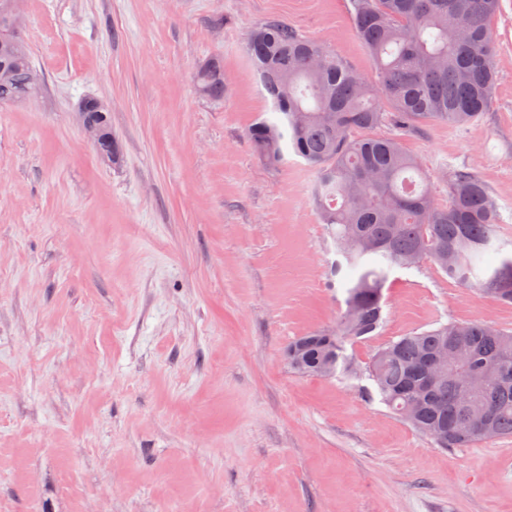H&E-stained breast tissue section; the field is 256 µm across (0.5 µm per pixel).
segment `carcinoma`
<instances>
[{"label":"carcinoma","mask_w":512,"mask_h":512,"mask_svg":"<svg viewBox=\"0 0 512 512\" xmlns=\"http://www.w3.org/2000/svg\"><path fill=\"white\" fill-rule=\"evenodd\" d=\"M0 0V105L37 93L42 81L30 47L13 32ZM500 0H351L355 32L375 61L386 109L373 102L366 79L338 55L287 24L266 22L249 34L245 50L270 97L275 118L262 119L247 137L258 159L277 169L284 150L317 174L313 203L352 271L345 310L336 326L301 336L288 346V365L325 376L353 371L346 344L385 322L384 288L394 268L429 261L448 278L491 299L512 303V255L487 270L477 261L498 239L499 207L481 177L451 171L448 202L435 201L418 159L403 137L437 123L464 125L491 105L495 84L490 19ZM200 89L224 100L220 64L199 71ZM98 116V144L112 153L107 105L86 102ZM390 126L393 133L382 134ZM457 347L447 373L428 382L432 356ZM380 400L409 424L441 439L442 448H468L512 436V331L482 322H450L384 344L368 365Z\"/></svg>","instance_id":"1"}]
</instances>
